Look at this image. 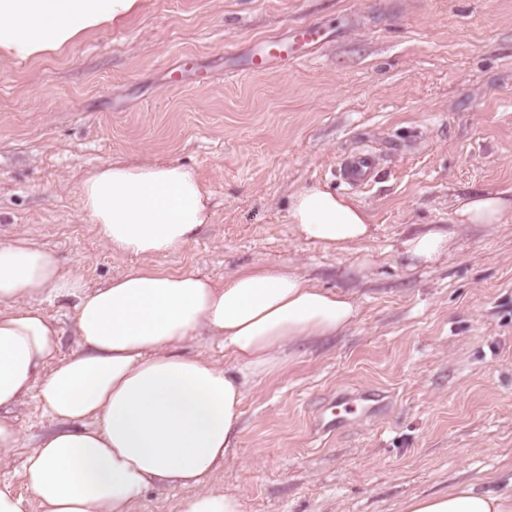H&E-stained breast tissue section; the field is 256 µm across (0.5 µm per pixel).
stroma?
Instances as JSON below:
<instances>
[{
    "instance_id": "1",
    "label": "stroma",
    "mask_w": 512,
    "mask_h": 512,
    "mask_svg": "<svg viewBox=\"0 0 512 512\" xmlns=\"http://www.w3.org/2000/svg\"><path fill=\"white\" fill-rule=\"evenodd\" d=\"M310 23L323 38L306 62L249 71L255 39ZM359 149L380 158L366 189L336 178ZM140 157L190 166L210 192V223L155 266L220 279L287 262L358 306L250 384L211 486L243 512H403L461 482L512 484V221L466 227L428 268L397 255L457 195L512 192V0H146L65 53L0 64V241L25 233L93 286L142 268L112 257L78 191ZM314 184L359 202L371 238L295 239L290 197ZM357 389L386 393L382 412L316 433L321 407ZM12 415L6 472L28 498L25 456L51 422L31 397Z\"/></svg>"
}]
</instances>
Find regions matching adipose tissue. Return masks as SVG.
<instances>
[{
  "mask_svg": "<svg viewBox=\"0 0 512 512\" xmlns=\"http://www.w3.org/2000/svg\"><path fill=\"white\" fill-rule=\"evenodd\" d=\"M143 0H0V61L25 62L119 26ZM79 195L113 256L153 260L209 223L208 193L189 166L118 159L81 179ZM297 240L342 251L369 239L370 217L350 197L312 185L288 210ZM512 218V199L484 190L457 198L454 221L411 231L398 255L408 267L445 256L459 227ZM73 304L78 348L60 354L46 304ZM350 292L306 281L288 263L245 266L216 281L143 269L89 286L18 232L0 241V464L19 429L7 409L32 396L52 428L24 464L32 499L0 473V512H134L151 489L187 492L181 512H242L238 495L211 489L239 434L248 383L281 373L294 343L333 336L356 319ZM206 335L225 363L185 355ZM404 512H512V489L462 483L409 499Z\"/></svg>",
  "mask_w": 512,
  "mask_h": 512,
  "instance_id": "1",
  "label": "adipose tissue"
}]
</instances>
